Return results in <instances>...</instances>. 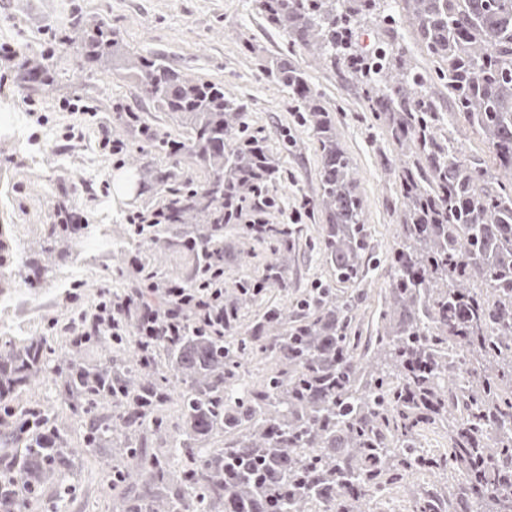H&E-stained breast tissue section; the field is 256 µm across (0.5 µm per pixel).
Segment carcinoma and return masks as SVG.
Masks as SVG:
<instances>
[{
  "label": "carcinoma",
  "instance_id": "obj_1",
  "mask_svg": "<svg viewBox=\"0 0 512 512\" xmlns=\"http://www.w3.org/2000/svg\"><path fill=\"white\" fill-rule=\"evenodd\" d=\"M377 0H257L267 25L288 40V53L261 65L263 76L295 96L296 118L320 151L318 197L324 214L319 250L336 282L363 280L370 247L356 168L336 142L322 94L294 61L315 51L360 86L366 111L384 121L403 159L394 169L402 199L397 214L389 286L376 334L363 340L355 298L319 284L294 309L269 307L245 324L241 311L263 288H288L294 230L271 224L262 242L273 261L261 281L239 279L224 290V334L187 327L175 342L159 337L152 358L107 355L88 364L83 345L51 369V382L71 410L112 407V419L86 434L89 448H112L107 483L111 512H368L412 471L462 473L441 497L414 495L411 512H448L485 498L512 512V0H405L434 72L412 65L405 50L381 68L355 53L352 29ZM86 58L119 62L158 110L186 129L183 147L208 172L201 183L167 188L164 236L196 263L187 277L209 288L224 273V225L239 224L235 202L261 198L276 169L248 132L247 106L218 83L186 78L161 58H132L103 20L80 30ZM53 79L50 65L25 68L22 81ZM448 90L455 113L484 136L495 165L468 153L443 128L433 91ZM81 237L66 207L47 225L43 249ZM48 345L33 336L0 348V395L10 396L45 372ZM261 356L278 369L235 393L240 359ZM183 387V424L173 470L138 449L147 430L168 431L160 410L172 387ZM448 424L442 455L417 449L427 425ZM4 444L26 435L0 481V505L26 512L45 484L73 465L66 427L33 410L0 415ZM224 437V447L200 444Z\"/></svg>",
  "mask_w": 512,
  "mask_h": 512
}]
</instances>
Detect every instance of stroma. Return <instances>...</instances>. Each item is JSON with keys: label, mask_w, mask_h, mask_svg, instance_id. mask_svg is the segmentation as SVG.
I'll list each match as a JSON object with an SVG mask.
<instances>
[{"label": "stroma", "mask_w": 512, "mask_h": 512, "mask_svg": "<svg viewBox=\"0 0 512 512\" xmlns=\"http://www.w3.org/2000/svg\"><path fill=\"white\" fill-rule=\"evenodd\" d=\"M383 8L393 16V24L378 18L364 23L355 34L357 49L365 51L375 43L389 42L405 49L418 69H429L408 25L403 0H385ZM100 19L120 33L131 52L161 57L188 77L222 85L226 95L246 104L250 129L269 147L277 170L275 181L267 187L280 207L273 221L299 229L289 260L287 290L265 291L263 300L289 307L317 283L328 282L331 268L318 249L325 219L309 215L304 208L319 190L318 144L308 127L296 124L291 91L268 82L260 72L265 60L286 52L287 42L282 33L266 25L256 0H0V43L11 44L16 52L14 60L0 58V71L5 74L0 80V113H19L25 127L24 141L0 137V225H11L31 266L50 263L59 274L79 271L82 284L75 302L68 292L47 287L42 279L23 284L20 293L30 304L0 309V323L14 327L11 334H0V345L43 335L56 353L66 352L68 336L48 332V320L66 322L92 305L100 289L129 292L137 285L135 269L150 261L153 228L135 234L127 218L161 207L165 188L157 183V176L171 174L176 184L199 183L206 177L189 154L173 156L157 148L158 140L180 141L185 134L168 114L154 108L133 79L119 72L106 74L85 59L79 45L68 42L74 30ZM53 35L61 41L50 53L46 42ZM45 56L52 64L53 82H21V66ZM295 60L323 93L336 140L356 166L371 250L364 280L356 286L338 285L337 290L362 293L356 322L361 334L370 336L389 283L398 200L387 166L397 161L398 149L383 122L365 121V103L355 82L339 76L312 51H297ZM75 101L94 107L97 122L83 121L63 110V103ZM32 109L46 116L45 124L29 117ZM130 111L140 116V123L127 120ZM103 125L111 127L113 139L123 142L122 152L99 151ZM71 126L81 133L80 141L73 144L62 138ZM286 129L294 144L284 150L279 137ZM33 147L44 154L37 165L29 159ZM117 172L134 176V192L113 195L112 176ZM62 205L87 216L90 223L106 225L113 244L107 257H99L82 240L67 243L69 255L62 260L52 261L41 253L43 229L56 223ZM271 260L267 251L243 238L239 229H225V284L245 275L261 278ZM8 403L63 420L76 450L72 468L47 483L29 512H109L106 475L111 451L86 449L82 426L89 422V414L73 413L59 389L42 379L12 395ZM446 484V477L437 472L408 476L405 487L380 498L375 512H411L410 489L419 486L440 492Z\"/></svg>", "instance_id": "stroma-1"}]
</instances>
